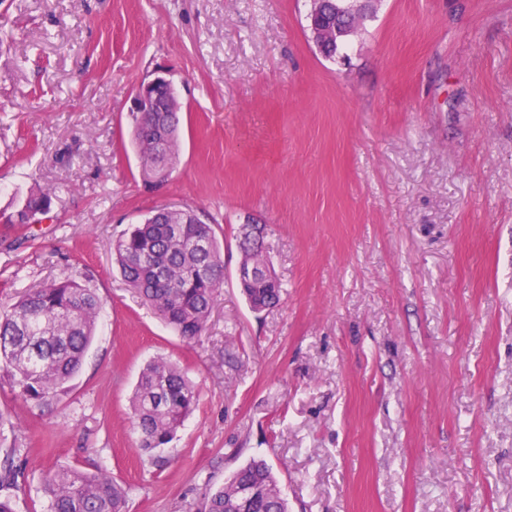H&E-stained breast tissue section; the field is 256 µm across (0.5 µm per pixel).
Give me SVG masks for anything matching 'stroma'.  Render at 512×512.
<instances>
[{"mask_svg":"<svg viewBox=\"0 0 512 512\" xmlns=\"http://www.w3.org/2000/svg\"><path fill=\"white\" fill-rule=\"evenodd\" d=\"M311 0H0V306L67 277L104 301L49 409L0 378V448H26L15 512L49 468L107 469L127 512H198L264 458L288 512H512V0H377L324 56ZM182 104L180 158L149 190L139 85ZM52 221L7 216L34 184ZM193 208L224 288L183 341L122 280L115 239ZM263 225L281 304L252 312L239 227ZM180 366L199 404L164 467L129 398ZM171 83L162 75H158L139 86L134 96L132 112H153L158 98V91Z\"/></svg>","mask_w":512,"mask_h":512,"instance_id":"obj_1","label":"stroma"}]
</instances>
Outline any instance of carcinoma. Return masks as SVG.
<instances>
[{
	"instance_id": "cac0c4a2",
	"label": "carcinoma",
	"mask_w": 512,
	"mask_h": 512,
	"mask_svg": "<svg viewBox=\"0 0 512 512\" xmlns=\"http://www.w3.org/2000/svg\"><path fill=\"white\" fill-rule=\"evenodd\" d=\"M172 125L168 154L158 155L148 117L133 116V143L141 168L159 163L175 169L179 156L177 113L168 112ZM55 190L30 188L15 211L20 223L53 201ZM113 254L128 286L179 336L194 340L205 331L221 296L224 264L211 225L188 224L185 236L175 239L162 224L140 223L113 244ZM252 309L280 304L282 283L246 288ZM103 301L95 289L75 280L50 281L30 290L0 312V373L32 409L45 408L79 372L96 330ZM198 390L176 365L163 359L142 371L131 400L141 459L163 466V452L179 427L197 407ZM29 448H8L0 467V488L19 489L26 483ZM48 512H125L126 493L109 472L88 473L76 468L49 469L40 476ZM241 485L254 488L249 512H288V502L270 465L254 458L203 497L202 512H232V497Z\"/></svg>"
}]
</instances>
